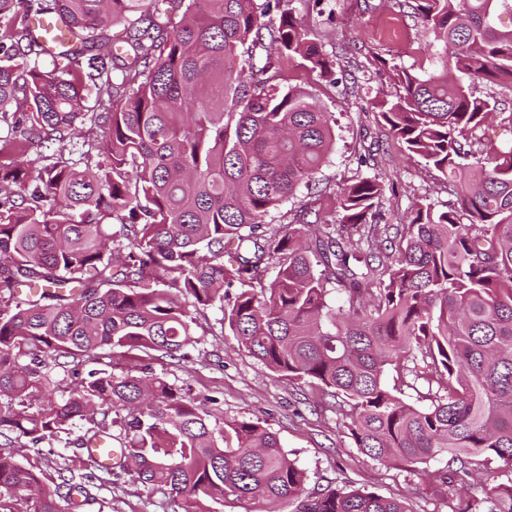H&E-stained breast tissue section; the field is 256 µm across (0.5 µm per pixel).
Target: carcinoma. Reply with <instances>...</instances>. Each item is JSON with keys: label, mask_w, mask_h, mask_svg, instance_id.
I'll return each mask as SVG.
<instances>
[{"label": "carcinoma", "mask_w": 512, "mask_h": 512, "mask_svg": "<svg viewBox=\"0 0 512 512\" xmlns=\"http://www.w3.org/2000/svg\"><path fill=\"white\" fill-rule=\"evenodd\" d=\"M185 3L177 25L170 4ZM285 0H0V118L29 143L64 142L76 122L107 123L94 167L0 166V492L35 490L26 512H75L91 476L54 487L3 452L21 438L63 440L119 427L129 474L211 512L207 500H283L295 512H408L362 489L307 491V476L260 421H227L148 365L94 369L68 395L57 370L114 350L181 359L191 309L224 303V327L276 377L348 403L356 448L404 470L440 457L433 493L448 512H512V148L468 138L493 113L479 82L512 91V0H420L418 18L441 69L396 70L402 92L379 116L406 151L456 187L440 210L418 200L401 228L384 223L375 177L345 184L340 220L269 213L312 180L336 120L311 93L283 86V63L329 80L334 60ZM280 11L266 27L260 17ZM75 40L61 72L38 68L34 21ZM117 21L125 35L109 34ZM95 94L96 112H84ZM119 230L109 234L110 225ZM277 269L268 280V268ZM343 304L327 301L329 287ZM423 388L424 406L384 384ZM506 476L489 482L490 464ZM482 485L479 500L448 497Z\"/></svg>", "instance_id": "carcinoma-1"}]
</instances>
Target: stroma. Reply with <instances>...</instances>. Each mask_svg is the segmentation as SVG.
<instances>
[{"instance_id":"1","label":"stroma","mask_w":512,"mask_h":512,"mask_svg":"<svg viewBox=\"0 0 512 512\" xmlns=\"http://www.w3.org/2000/svg\"><path fill=\"white\" fill-rule=\"evenodd\" d=\"M308 38L322 44L335 61V79L328 82L290 61L283 81L307 88L318 104L336 118V141L328 162L309 185L300 187L268 218L269 224L292 223L301 210H320L324 219L337 221L334 197L350 181L377 177L385 187L381 207L386 223H407L414 204L428 199L444 208L454 196L447 179L410 154L378 117L380 101L393 98L398 87L396 68L420 74L440 69L439 50L431 46L411 7L398 0H288ZM22 129L0 122V165L21 166L28 186H35L42 167L53 158L84 166L86 145L105 144L104 124L83 123L71 141L32 144L18 152L13 142ZM195 341L185 348L181 361L153 360L155 372L166 373L196 399L216 397L225 419H252L277 434L308 475L307 488H363L384 496L402 498L410 512H448L433 495L429 472L443 467V460L405 471L385 466L355 447L339 408L321 403L315 389L275 377L241 347L225 329L219 306L195 312ZM16 460L38 473L46 484L58 483L59 472L84 471L87 458L54 441L32 445L18 441ZM85 512H183L180 500L142 484L132 476L92 489Z\"/></svg>"}]
</instances>
